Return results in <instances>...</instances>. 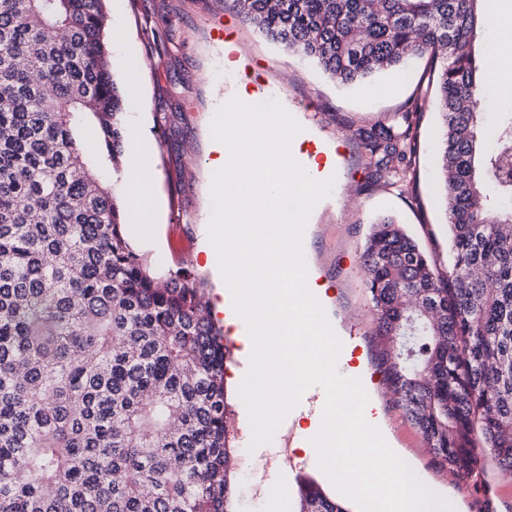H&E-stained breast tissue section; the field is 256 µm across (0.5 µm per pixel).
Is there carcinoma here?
Masks as SVG:
<instances>
[{
    "label": "carcinoma",
    "instance_id": "cac0c4a2",
    "mask_svg": "<svg viewBox=\"0 0 512 512\" xmlns=\"http://www.w3.org/2000/svg\"><path fill=\"white\" fill-rule=\"evenodd\" d=\"M237 3L343 86L428 60L448 270L393 219L371 224L378 364L439 465L471 474L484 448L512 474V209L483 193L512 199V112L488 127L478 109L486 0ZM106 22L104 0H0V512H230L226 350L206 281L180 267L159 286L98 173L118 168L124 139ZM362 139L375 172L412 166L410 131L379 123ZM298 512L348 510L303 479Z\"/></svg>",
    "mask_w": 512,
    "mask_h": 512
}]
</instances>
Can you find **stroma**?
<instances>
[{"label": "stroma", "mask_w": 512, "mask_h": 512, "mask_svg": "<svg viewBox=\"0 0 512 512\" xmlns=\"http://www.w3.org/2000/svg\"><path fill=\"white\" fill-rule=\"evenodd\" d=\"M121 27L134 47L126 57L109 42V64L122 81L129 62L145 71L134 106L123 114L125 131H138L152 154L161 250L137 247L157 281H166L187 259L207 281L206 293L218 301V285L205 267L202 238L211 217L209 126L217 107L248 94L257 101L276 98L294 114L311 140L341 150V167L330 196L311 212L306 237L308 260L326 284V312L339 328L354 327L364 344L374 342L373 322L364 291L362 245L372 220L391 216L428 254L439 272L448 270V226L437 193V134L440 126L435 87L426 61L400 75L376 77L373 90L336 85L315 65L290 54L254 26L242 21L234 0H124ZM419 105L415 130L417 156L407 184L370 176L359 129ZM383 428L393 448L436 490L448 494L457 512H512V476L484 461L491 493L471 507L469 490L437 467L421 435L404 418L394 394L379 385ZM229 421L235 447L232 512H261L260 493L272 467L288 468V508H298V475L316 471L302 453L288 448L249 455L238 400Z\"/></svg>", "instance_id": "stroma-1"}]
</instances>
